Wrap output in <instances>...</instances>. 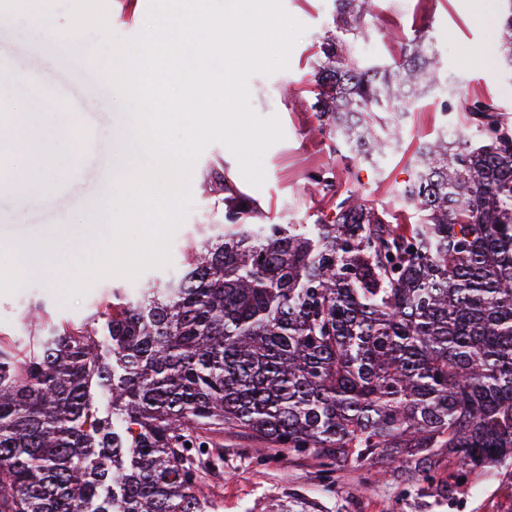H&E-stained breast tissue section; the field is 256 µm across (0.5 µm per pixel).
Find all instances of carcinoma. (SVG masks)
<instances>
[{"instance_id": "cac0c4a2", "label": "carcinoma", "mask_w": 512, "mask_h": 512, "mask_svg": "<svg viewBox=\"0 0 512 512\" xmlns=\"http://www.w3.org/2000/svg\"><path fill=\"white\" fill-rule=\"evenodd\" d=\"M375 0H336L318 132L354 165L384 156L440 81L420 33L402 61L358 43ZM500 55L512 68V0ZM397 190L415 224L354 190L331 221L254 224L231 202L178 274L81 323L29 307L33 346L0 337V512H206L186 443L232 429L291 456L411 480L512 458V111L461 103ZM111 408L99 415V398Z\"/></svg>"}]
</instances>
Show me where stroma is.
<instances>
[{
    "instance_id": "obj_1",
    "label": "stroma",
    "mask_w": 512,
    "mask_h": 512,
    "mask_svg": "<svg viewBox=\"0 0 512 512\" xmlns=\"http://www.w3.org/2000/svg\"><path fill=\"white\" fill-rule=\"evenodd\" d=\"M377 4L379 29L361 45L368 59L390 62L400 43L422 30L430 36L450 86L449 92L424 95L408 111L400 148L381 163L352 168L336 153L334 142L318 134L317 61L324 37L334 28L336 4L283 0L285 10L306 31L291 51L287 70L249 82L253 108L263 116L277 114L285 133L264 157V185H249L230 151L219 143L210 145L193 167L194 204L173 235L170 264L126 280V287L148 286L177 272L182 245L197 237L203 225L223 223L229 198L252 208L261 224H314L334 213L335 199L325 187L330 181L337 188L358 191L396 214L400 223L414 222V215L401 207L396 189L409 179L418 146L437 138L445 127L444 97L457 102L492 96L512 108V72L499 57L497 18L506 0H484L495 17L491 23L475 19L471 0ZM148 8L149 0H107L108 25L120 38L135 37L144 28ZM100 40V34L91 31L72 44L54 43L20 31L18 25L0 24V70L17 66L24 75L16 102L36 100L73 110L72 125L80 131L53 174L48 195H27L11 180L0 186V254L24 253L28 268L16 277L0 271V335L22 348L30 344L26 312L33 299H46L59 322L89 320L110 300L112 278L101 279L86 295L70 298L41 273L50 263L71 272L76 262H88V255L71 250L56 230L62 224L80 230L83 222L93 219L96 206L117 193L113 182L126 154L123 132L129 118L125 109L114 105L117 92L86 62ZM214 171L223 172V183L212 181ZM216 443L198 472L209 512H276L293 496L312 502L313 512H512L510 460L473 472L453 462L444 464L437 480L455 482L454 493L445 497L431 483L406 482L391 468L378 473L312 455L291 457L263 439L232 431L221 433Z\"/></svg>"
}]
</instances>
